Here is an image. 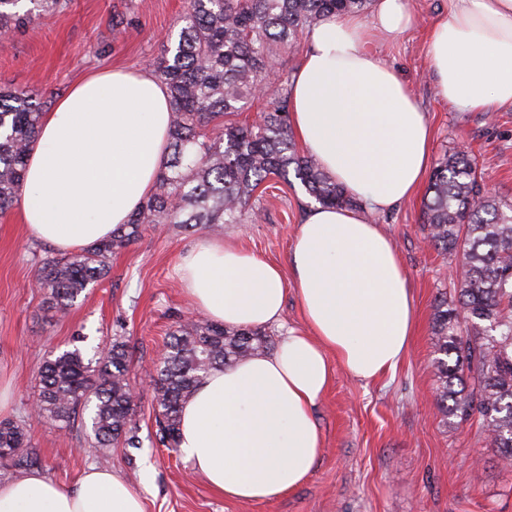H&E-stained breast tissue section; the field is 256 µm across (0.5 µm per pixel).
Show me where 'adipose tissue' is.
<instances>
[{
	"instance_id": "adipose-tissue-1",
	"label": "adipose tissue",
	"mask_w": 512,
	"mask_h": 512,
	"mask_svg": "<svg viewBox=\"0 0 512 512\" xmlns=\"http://www.w3.org/2000/svg\"><path fill=\"white\" fill-rule=\"evenodd\" d=\"M416 20L410 0H373L369 15H330L305 33L290 84V122L356 209H305L292 278L261 256L206 238L180 280L210 320L280 323L295 290L307 332L213 371L181 412L179 452L225 498L260 503L303 483L322 448L314 408L341 364L369 383L392 374L416 330L405 270L372 215L412 198L430 169L432 134L407 84L369 44ZM426 53L439 96L462 111L512 109V0H448ZM169 91L148 70L97 72L45 113L27 154L23 224L57 250L106 237L154 190L169 141ZM0 512H145L107 468L70 488L34 471L0 483Z\"/></svg>"
}]
</instances>
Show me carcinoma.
<instances>
[{"mask_svg":"<svg viewBox=\"0 0 512 512\" xmlns=\"http://www.w3.org/2000/svg\"><path fill=\"white\" fill-rule=\"evenodd\" d=\"M21 0H0V32L14 33L32 17ZM372 0H189L177 38L167 37L151 64L170 92L168 157L156 190L112 236L75 253H46L35 287L47 307L66 313L87 287L105 279L114 250L141 237L149 224L206 225L214 231L241 223L256 190L274 177L299 180L322 206L360 207L292 139L288 88L282 87L258 123H226L240 111L277 63L271 46H292L328 15L366 13ZM42 103L35 95L0 87V214L18 202L27 152L36 137ZM428 245L457 266L454 299H435L431 367L436 405L460 423L476 417L500 464L512 467V202L486 192L471 156L444 154L433 168L422 202ZM270 348L257 329L226 327L204 317L170 333L154 374L159 442L178 447L180 413L215 370ZM127 344L113 340L94 360L75 346L41 365L35 417L68 429L88 416L83 444L103 454L138 448L139 397L131 391ZM0 459L14 478L42 467L21 421L0 419Z\"/></svg>","mask_w":512,"mask_h":512,"instance_id":"1","label":"carcinoma"}]
</instances>
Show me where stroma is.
<instances>
[{
	"label": "stroma",
	"mask_w": 512,
	"mask_h": 512,
	"mask_svg": "<svg viewBox=\"0 0 512 512\" xmlns=\"http://www.w3.org/2000/svg\"><path fill=\"white\" fill-rule=\"evenodd\" d=\"M188 0H61L0 45V86L37 94L52 110L86 74L141 70L167 34L178 33ZM416 24L373 49L410 87L433 133V158L470 151L479 172L512 200V110L461 112L440 99L425 43L448 0H412ZM258 222L225 225L220 238L289 268L290 253L311 199L300 184L268 180L257 193ZM421 197L375 215L390 237L415 298L417 333L394 374L373 383L335 366L314 413L323 446L307 480L291 493L257 504L224 499L194 474L179 451L156 438L150 376L173 325L196 310L179 286L182 257L211 231L172 224L147 227L110 259V273L89 286L67 315L49 311L36 288L37 257L45 242L17 211L0 215V418L24 420L43 473L72 487L91 465L112 469L145 502V512H512V468H502L479 421L446 424L436 406L431 370L435 298L452 292L449 265L427 245ZM134 352L129 373L140 395L141 448L82 451V426L62 430L36 420L44 358L76 345L104 350L113 339Z\"/></svg>",
	"instance_id": "obj_1"
}]
</instances>
